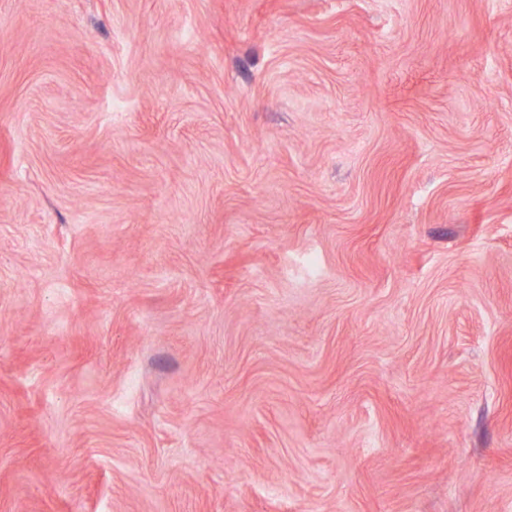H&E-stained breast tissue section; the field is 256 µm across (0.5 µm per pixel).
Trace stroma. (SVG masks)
<instances>
[{"label":"stroma","mask_w":512,"mask_h":512,"mask_svg":"<svg viewBox=\"0 0 512 512\" xmlns=\"http://www.w3.org/2000/svg\"><path fill=\"white\" fill-rule=\"evenodd\" d=\"M0 512H512V0H0Z\"/></svg>","instance_id":"obj_1"}]
</instances>
